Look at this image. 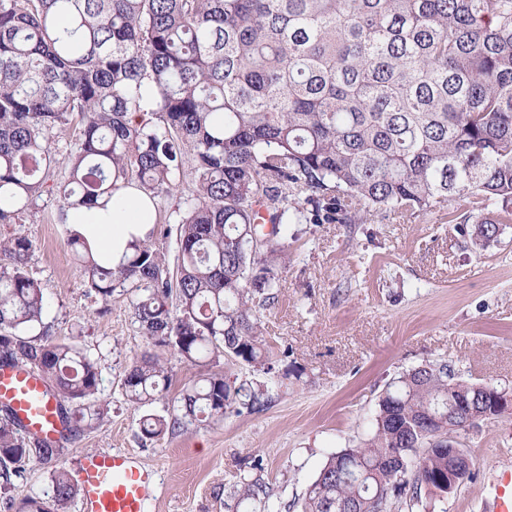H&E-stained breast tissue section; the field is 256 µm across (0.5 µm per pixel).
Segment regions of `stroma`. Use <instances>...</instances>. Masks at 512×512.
I'll return each instance as SVG.
<instances>
[{
	"mask_svg": "<svg viewBox=\"0 0 512 512\" xmlns=\"http://www.w3.org/2000/svg\"><path fill=\"white\" fill-rule=\"evenodd\" d=\"M59 205L58 195H45L22 223L0 224V235L33 244L28 270L45 291V329L78 343L101 372L106 412L72 432L59 463L73 475L83 454L135 453L156 472L152 512H233L231 488L255 464L275 512H289L328 457L371 432L386 386L428 361L448 360L465 379L512 394V223L479 245L478 217L456 200L445 213L388 210L364 224L298 225L278 301L262 316L274 370L224 358L217 365L267 387L268 404L145 440L143 415H168L199 369L142 336L126 296H88L66 227L54 220ZM146 353L166 361L170 379L159 400L138 406L122 383ZM460 441L473 461L470 480L416 512H481L488 476L512 467V410L480 421Z\"/></svg>",
	"mask_w": 512,
	"mask_h": 512,
	"instance_id": "35a3bbf8",
	"label": "stroma"
}]
</instances>
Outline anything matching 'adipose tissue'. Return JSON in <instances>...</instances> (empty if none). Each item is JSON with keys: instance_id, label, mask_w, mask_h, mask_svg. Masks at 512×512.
<instances>
[{"instance_id": "1", "label": "adipose tissue", "mask_w": 512, "mask_h": 512, "mask_svg": "<svg viewBox=\"0 0 512 512\" xmlns=\"http://www.w3.org/2000/svg\"><path fill=\"white\" fill-rule=\"evenodd\" d=\"M156 210L150 199L132 186L119 189L111 200L69 210L67 223L95 258L119 267L135 244L146 241L155 224Z\"/></svg>"}]
</instances>
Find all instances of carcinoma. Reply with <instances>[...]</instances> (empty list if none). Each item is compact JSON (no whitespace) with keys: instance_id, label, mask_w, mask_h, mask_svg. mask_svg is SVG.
Segmentation results:
<instances>
[{"instance_id":"cac0c4a2","label":"carcinoma","mask_w":512,"mask_h":512,"mask_svg":"<svg viewBox=\"0 0 512 512\" xmlns=\"http://www.w3.org/2000/svg\"><path fill=\"white\" fill-rule=\"evenodd\" d=\"M69 135L61 153L52 133ZM178 253L152 242L118 269L69 243L88 292L130 295L140 333L201 368L173 414L143 438L259 410L265 391L211 369L230 357L274 369L260 318L278 298L286 224L413 217L455 199L483 213L486 240L512 223V0H0V224L46 192L70 209L133 185L155 199L181 185ZM273 238L253 247L252 242ZM32 242L0 239V363L37 371L66 424L99 420L100 371L41 328L46 297L27 266ZM169 381L144 354L127 400L148 405ZM480 384L446 359L388 384L371 434L328 457L301 512H402L448 495V397L486 411ZM0 417V484L63 444ZM46 498L10 512H65L78 493L51 472ZM235 507L271 512L262 476L233 487Z\"/></svg>"}]
</instances>
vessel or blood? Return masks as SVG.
Listing matches in <instances>:
<instances>
[{
    "label": "vessel or blood",
    "mask_w": 512,
    "mask_h": 512,
    "mask_svg": "<svg viewBox=\"0 0 512 512\" xmlns=\"http://www.w3.org/2000/svg\"><path fill=\"white\" fill-rule=\"evenodd\" d=\"M0 406L7 407L26 433L50 439L62 430L59 404L41 377L23 367L0 366ZM83 512H151L154 474L126 451L81 457ZM490 512H512V469L500 470L485 487Z\"/></svg>",
    "instance_id": "1"
}]
</instances>
